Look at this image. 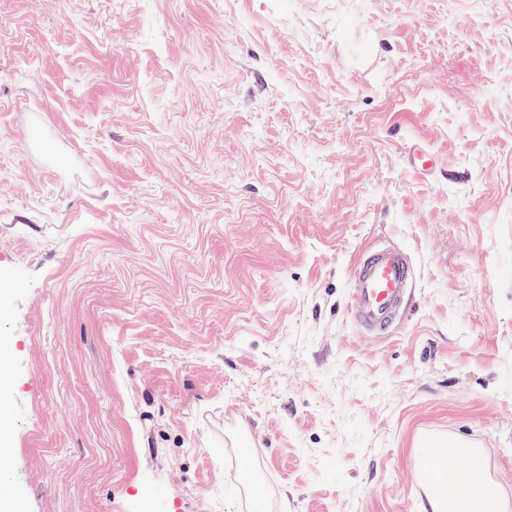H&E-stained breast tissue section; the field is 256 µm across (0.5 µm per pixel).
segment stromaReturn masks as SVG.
Instances as JSON below:
<instances>
[{"instance_id": "obj_1", "label": "stroma", "mask_w": 512, "mask_h": 512, "mask_svg": "<svg viewBox=\"0 0 512 512\" xmlns=\"http://www.w3.org/2000/svg\"><path fill=\"white\" fill-rule=\"evenodd\" d=\"M0 267L11 512H512V0H0ZM412 275L411 260L399 247L366 248L351 274L354 318L376 334L392 327L405 312ZM453 456L462 457L467 464L456 471L445 465L447 457L442 453L430 456L428 462L439 469L445 482L434 500H430L433 512H502L499 493L484 479L483 462L479 454L462 442L448 445ZM449 470V471H448Z\"/></svg>"}]
</instances>
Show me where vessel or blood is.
Listing matches in <instances>:
<instances>
[{
	"instance_id": "vessel-or-blood-1",
	"label": "vessel or blood",
	"mask_w": 512,
	"mask_h": 512,
	"mask_svg": "<svg viewBox=\"0 0 512 512\" xmlns=\"http://www.w3.org/2000/svg\"><path fill=\"white\" fill-rule=\"evenodd\" d=\"M413 266L393 245L366 248L351 274L348 307L367 330L381 333L404 314Z\"/></svg>"
}]
</instances>
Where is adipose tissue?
I'll return each mask as SVG.
<instances>
[{
	"label": "adipose tissue",
	"instance_id": "obj_1",
	"mask_svg": "<svg viewBox=\"0 0 512 512\" xmlns=\"http://www.w3.org/2000/svg\"><path fill=\"white\" fill-rule=\"evenodd\" d=\"M454 456L464 458L461 470L448 469L445 456H427L425 449H418V456L428 457L430 464L438 468L445 486L432 500V512H502L499 493L484 478L483 462L479 454L465 444H452Z\"/></svg>",
	"mask_w": 512,
	"mask_h": 512
}]
</instances>
